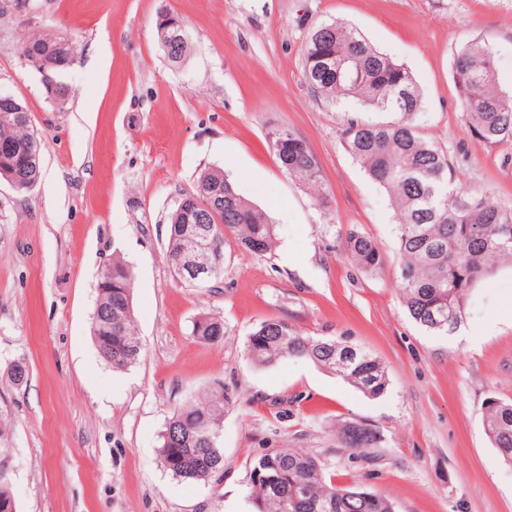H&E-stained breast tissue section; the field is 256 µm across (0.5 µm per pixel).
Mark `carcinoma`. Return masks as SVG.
Wrapping results in <instances>:
<instances>
[{"label": "carcinoma", "instance_id": "obj_1", "mask_svg": "<svg viewBox=\"0 0 512 512\" xmlns=\"http://www.w3.org/2000/svg\"><path fill=\"white\" fill-rule=\"evenodd\" d=\"M23 51L52 56L63 71L76 58L73 40L50 35L28 39ZM302 64L307 84L323 99L336 102L352 97L365 108L395 115L388 123L349 121L343 146L387 191L396 209L400 264L395 276L408 315L429 332L452 331L480 279L498 264L512 262V210L489 195L476 196L454 184L447 152L414 125L421 94L412 74L358 32L336 23L317 27L305 44ZM496 69L493 52L479 40L468 42L453 62L466 134L489 148L512 140V94L496 85ZM3 140L22 145L23 153L0 155V179H20L28 194L41 176L42 138L31 118L0 108ZM277 140L282 141L275 151L282 170L326 203L321 166L306 141L290 130L274 133L272 141ZM211 192L224 195V212L207 225L216 270L205 281L181 279L193 288H205L219 279L227 238L259 256L274 246L275 226L267 214L246 201L221 168L200 174L193 192L197 204H203ZM184 216L177 208L169 218L166 260L173 271L193 253L190 240L179 234ZM345 251L363 272L377 274L385 267L381 249L368 235L348 232ZM91 329L100 356L112 369L125 370L141 357L133 273L120 259L112 260V287L98 294ZM192 334L202 343L219 344L228 332L222 317L203 314L193 322ZM244 354L257 366L286 359L310 361L370 398L383 395L389 383L382 361L361 347L334 337L306 336L279 317L253 329ZM229 404L224 386L217 385L175 409L159 445L161 463L174 478L200 482L224 472L220 432ZM484 422L499 459L512 465V402L487 401ZM336 440L352 458L383 442L377 429L357 420L337 423ZM249 481L255 512H395L388 496L359 484L336 483L320 458L296 448H270L255 457Z\"/></svg>", "mask_w": 512, "mask_h": 512}]
</instances>
